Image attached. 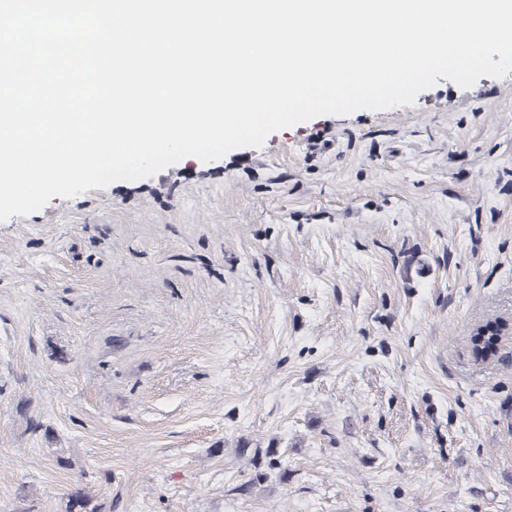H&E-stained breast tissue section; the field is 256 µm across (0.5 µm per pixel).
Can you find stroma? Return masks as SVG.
Masks as SVG:
<instances>
[{
  "mask_svg": "<svg viewBox=\"0 0 512 512\" xmlns=\"http://www.w3.org/2000/svg\"><path fill=\"white\" fill-rule=\"evenodd\" d=\"M78 487L512 512V72L0 222V512Z\"/></svg>",
  "mask_w": 512,
  "mask_h": 512,
  "instance_id": "obj_1",
  "label": "stroma"
}]
</instances>
